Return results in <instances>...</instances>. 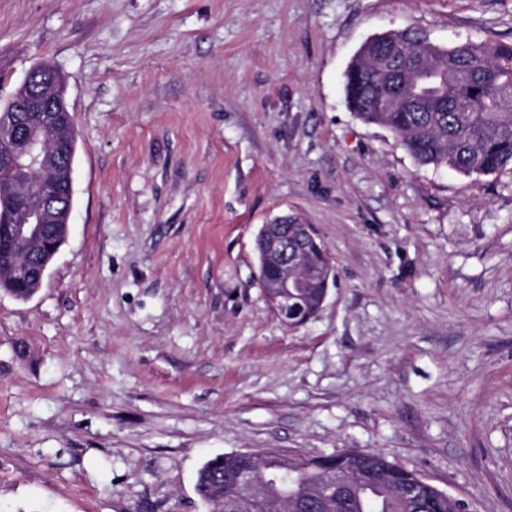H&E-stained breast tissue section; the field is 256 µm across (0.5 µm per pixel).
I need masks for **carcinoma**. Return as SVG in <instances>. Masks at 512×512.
<instances>
[{"mask_svg": "<svg viewBox=\"0 0 512 512\" xmlns=\"http://www.w3.org/2000/svg\"><path fill=\"white\" fill-rule=\"evenodd\" d=\"M346 98L356 116L387 128L420 167H446L466 176H488L512 166V42H459L442 48L420 30L389 34L384 43L362 47L346 73ZM468 112L453 111L459 100ZM46 138L63 146V164L74 165L76 135L68 113H54L44 126ZM288 244L301 260L324 270L295 300L312 317L322 306L331 258L307 247L296 219H288ZM340 467L386 475L365 489L354 487L332 512H456L415 472L383 456L363 451L331 455ZM318 458L303 462L297 482L321 479ZM224 455L207 460L197 472L196 491L209 512H245L224 483Z\"/></svg>", "mask_w": 512, "mask_h": 512, "instance_id": "cac0c4a2", "label": "carcinoma"}]
</instances>
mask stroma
<instances>
[{"mask_svg": "<svg viewBox=\"0 0 512 512\" xmlns=\"http://www.w3.org/2000/svg\"><path fill=\"white\" fill-rule=\"evenodd\" d=\"M512 42V0H0V99L50 62L67 243L0 291V512H206L218 454H383L512 512V167H418L346 104L362 44ZM293 215L336 283L290 328L258 280Z\"/></svg>", "mask_w": 512, "mask_h": 512, "instance_id": "1", "label": "stroma"}]
</instances>
